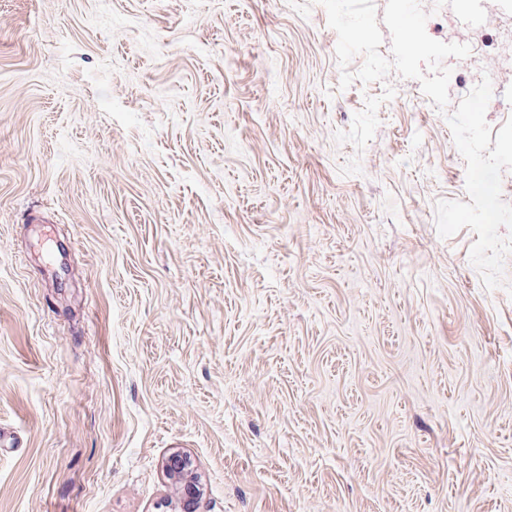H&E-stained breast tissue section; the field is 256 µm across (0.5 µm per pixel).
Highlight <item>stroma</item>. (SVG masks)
Returning <instances> with one entry per match:
<instances>
[{"label":"stroma","instance_id":"35a3bbf8","mask_svg":"<svg viewBox=\"0 0 512 512\" xmlns=\"http://www.w3.org/2000/svg\"><path fill=\"white\" fill-rule=\"evenodd\" d=\"M438 41L491 43L448 0ZM318 0H0V512H512V254L416 79ZM482 78L492 131L512 68ZM166 471L171 480L174 481L176 489H183L187 498L177 497L174 508L175 512H190L194 508L193 489L194 477L187 468L186 459L179 455H173L166 462Z\"/></svg>","mask_w":512,"mask_h":512}]
</instances>
